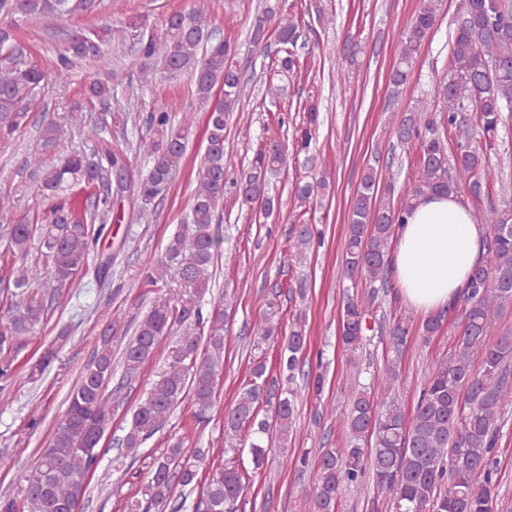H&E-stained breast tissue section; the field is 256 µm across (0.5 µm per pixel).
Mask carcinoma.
Here are the masks:
<instances>
[{
  "instance_id": "cac0c4a2",
  "label": "carcinoma",
  "mask_w": 512,
  "mask_h": 512,
  "mask_svg": "<svg viewBox=\"0 0 512 512\" xmlns=\"http://www.w3.org/2000/svg\"><path fill=\"white\" fill-rule=\"evenodd\" d=\"M94 0H0V14L24 18L63 17L89 9ZM172 12L157 27L149 15L132 17L129 28L137 39L143 78L156 73H187L195 96L206 108L207 144L186 224L168 241L162 257L145 271L151 283L174 280L203 295L210 288L220 242L224 195L236 194L241 204L257 206L271 215L279 210L274 182L288 166V148L278 141L258 149L248 167L236 174L224 157V127L237 111L244 90V73L231 64V48L217 38L207 11L199 6ZM457 25L451 41V69L437 86L443 103L440 117L432 116L427 98L413 106L393 126L398 140L420 141L421 171L407 183L400 203L394 174L368 168L353 198L343 250L344 279L349 287L369 282L368 297L346 295L338 341L344 351L358 353L371 331L368 322L379 289L388 288L393 226L417 198L429 193H468L479 199L498 177L490 163L499 128L512 120V0H458ZM433 0H423L411 18L400 44L389 82L404 85L414 55L437 26ZM298 24L294 18H275L267 8L255 16L251 39L268 47L270 36L283 45L275 62L277 72L300 68L295 52ZM112 42V29L98 27L70 35L59 64L91 60L97 77L86 88L88 99H112L111 60L104 46ZM48 81V74L29 59L11 26L0 27V141L11 139L30 120L32 101ZM299 149L305 150L317 128V108L304 103ZM153 136L140 139L136 151L152 158L147 173L134 187L126 179L110 186L95 208L78 212L72 196L103 182L128 166L124 153L108 148L112 129L93 125L88 137L99 142L92 154L75 153L51 163L45 151L55 147L61 125L50 120L42 127L39 143L26 164L40 180L44 198L51 201L46 217L33 223L10 224L7 248L25 259L35 247L52 264L54 281L61 287L75 279L86 265L92 245L102 235L115 201L129 192L145 203L170 185L187 151L189 121L177 122L162 106L147 111ZM455 129L453 155L445 150L440 130ZM326 182L296 184L294 196L308 203ZM479 219L486 224L483 260L472 269L464 291L448 307L419 323L401 317L388 327L392 358L367 387L356 392L345 413L349 438L343 448L319 451L316 476L310 490L312 512H336L344 491L373 485L370 512L383 504L389 512H498L499 477L496 445L512 406V331H499L503 310L512 306V198L486 208ZM313 242L306 224L299 226L292 248L305 257ZM18 290L9 305L7 322L0 326V377L12 373V363L25 337L43 323L45 305L29 291L34 267L23 264L12 271ZM256 329L261 342L278 348L277 371L266 360L253 362L250 377L233 407L224 414V431L233 437L248 432L255 468L268 459L269 448H288L296 410L297 378L321 394L325 374L305 369V325L293 323L288 335H279L276 303ZM458 314L462 331L454 351L429 374L413 411L403 410L385 396L399 382L398 365L407 349L411 329L429 341L443 327L448 313ZM175 337L166 368L156 376L146 397L133 411L120 447L134 450L165 422L184 401H190L195 423L204 428L214 418L216 379L224 365V312L205 314L193 300H169L152 305L139 321L124 350L125 374L138 373L162 340ZM112 376V347L103 339L68 397L63 419L53 430L37 465L25 477L27 512H67L81 500L90 475L100 461V444L112 423V403L105 394ZM272 413L260 417V407ZM199 488L194 512H237L244 492L239 469L226 464L211 471L204 452H191L180 438L153 459L141 497L128 503V512H179L170 507L181 488Z\"/></svg>"
}]
</instances>
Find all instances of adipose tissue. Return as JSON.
I'll use <instances>...</instances> for the list:
<instances>
[{
    "mask_svg": "<svg viewBox=\"0 0 512 512\" xmlns=\"http://www.w3.org/2000/svg\"><path fill=\"white\" fill-rule=\"evenodd\" d=\"M485 235L462 196L421 197L396 225L390 254L404 300L426 316L446 307L483 254Z\"/></svg>",
    "mask_w": 512,
    "mask_h": 512,
    "instance_id": "1",
    "label": "adipose tissue"
}]
</instances>
